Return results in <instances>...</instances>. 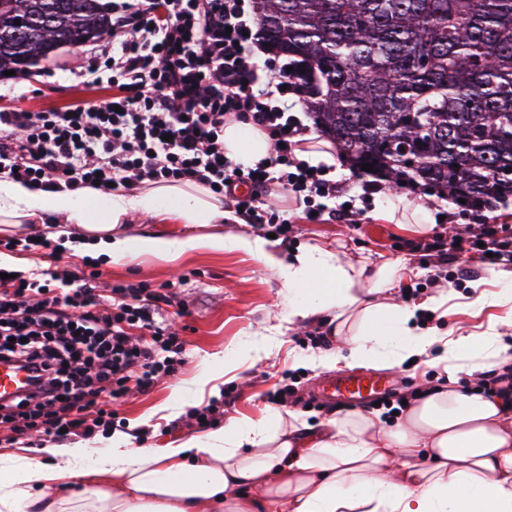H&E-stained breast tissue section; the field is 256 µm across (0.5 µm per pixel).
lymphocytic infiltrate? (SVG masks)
Instances as JSON below:
<instances>
[{"label": "lymphocytic infiltrate", "instance_id": "obj_1", "mask_svg": "<svg viewBox=\"0 0 512 512\" xmlns=\"http://www.w3.org/2000/svg\"><path fill=\"white\" fill-rule=\"evenodd\" d=\"M249 0H112V37L85 52L80 78L111 88L110 98L42 112L0 111V174L46 191L99 185L128 190L144 182L192 183L231 198L263 223L269 186L307 203L335 197L336 181L299 161L300 123L291 98L300 78L286 65L258 61ZM264 129L273 149L243 169L224 155V124ZM249 194H238L240 184ZM487 203L458 253L502 261L512 244L484 223ZM99 270L51 274L10 270L0 278V363L32 373L30 389L0 400V424L94 438L112 428V407L177 371L183 342L158 317L184 315L177 283L115 287L104 302Z\"/></svg>", "mask_w": 512, "mask_h": 512}]
</instances>
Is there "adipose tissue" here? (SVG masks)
Returning a JSON list of instances; mask_svg holds the SVG:
<instances>
[{"mask_svg": "<svg viewBox=\"0 0 512 512\" xmlns=\"http://www.w3.org/2000/svg\"><path fill=\"white\" fill-rule=\"evenodd\" d=\"M270 148L258 127L225 123L224 153L233 163L255 166ZM47 213L53 223L84 229L69 245L77 254L115 261L142 253L174 259L198 247L250 254L277 271L289 320L352 314L346 351L310 358L311 367L391 368L423 357L452 387L427 393L389 426L352 411L313 427L285 422L276 411L231 419L163 448L138 447L116 433L102 449H52L50 465L35 456L0 455V512H512V399L457 385L461 376L511 358L505 333L512 329V270L499 272L497 292L476 299L480 306H507L505 316L479 334L443 332L417 323L441 298L417 306L381 300L403 274L395 262L366 278L320 245L300 246L283 260L260 236L217 231L171 240L119 232L135 213L184 224L232 219L221 198L196 185H152L130 195L88 185L46 192L0 177V222L32 224ZM73 477L83 479V490L56 496L55 484Z\"/></svg>", "mask_w": 512, "mask_h": 512, "instance_id": "ef3b65f1", "label": "adipose tissue"}]
</instances>
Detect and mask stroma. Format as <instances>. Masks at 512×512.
<instances>
[{"label": "stroma", "mask_w": 512, "mask_h": 512, "mask_svg": "<svg viewBox=\"0 0 512 512\" xmlns=\"http://www.w3.org/2000/svg\"><path fill=\"white\" fill-rule=\"evenodd\" d=\"M82 47L60 49L50 60L31 65L23 73L0 78V111L21 109L31 112L61 108L77 102H94L111 96V89L79 83L70 69L79 61ZM330 179L347 187L343 199H330L320 220L306 217V205L294 195L267 197V204L280 216L291 221L287 237L272 241L281 258H288L292 248L310 243L338 251L342 261L375 268L386 262L408 264L412 272L395 282V302L405 303L406 289H415L416 300L438 294H449L446 301L428 318V325L443 330L458 326L468 331H484L497 307L480 313L459 311V304L474 300L479 292L495 289L498 270H512V262L501 266L486 265L475 254L432 251L437 237L449 230L466 229L470 218L456 201L421 188L415 191L394 187L379 193L366 191L371 173L353 169L339 160L333 164ZM402 197L415 206L429 209L433 223L418 227L412 221L397 224L379 218L378 213L389 200ZM352 211L351 221L338 216L341 205ZM134 234L160 238L204 236L212 233L210 224H183L166 218L134 216L130 226ZM0 263L20 270L46 269L56 266L73 271L82 269V256L73 251L57 253L0 252ZM100 269L99 292L111 296L115 286L144 283L158 288L176 277H184L186 285L180 297L188 313L177 318L175 328L184 343V363L171 376L164 377L147 392L133 393L116 406L113 431L132 434L137 445L160 448L204 436L203 428L191 419L192 409L209 404L220 408L212 420L219 427L231 418L260 419L274 410L267 398L282 384L294 385L298 400L287 409L302 415L316 426L328 419L346 414L345 406H334L314 397L312 387L323 380L324 372L306 368L302 360L317 356L326 348H340L343 337L323 321L289 322L286 310L288 294L283 290L275 269L240 252L197 248L166 260L144 254L120 262L105 260ZM329 344H322V337ZM267 339L270 343L266 359L253 366H242L227 372L216 381L215 389H199L197 375L207 355L232 349L249 339ZM188 399V408L173 414L164 408L174 391Z\"/></svg>", "instance_id": "35a3bbf8"}]
</instances>
